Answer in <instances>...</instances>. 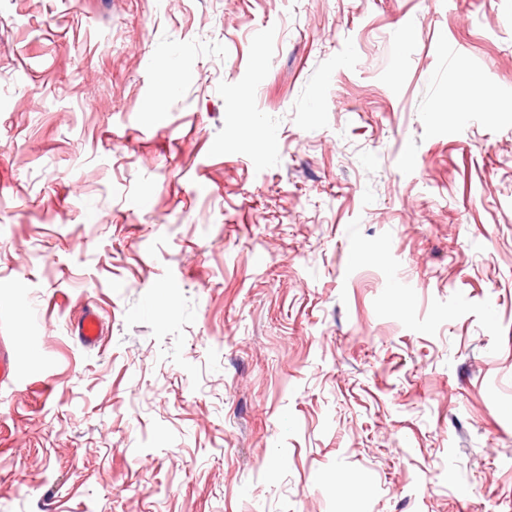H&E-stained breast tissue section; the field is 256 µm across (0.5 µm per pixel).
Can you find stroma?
I'll use <instances>...</instances> for the list:
<instances>
[{
  "label": "stroma",
  "instance_id": "1",
  "mask_svg": "<svg viewBox=\"0 0 512 512\" xmlns=\"http://www.w3.org/2000/svg\"><path fill=\"white\" fill-rule=\"evenodd\" d=\"M0 345V512H512V0H0ZM73 331L84 346H94L99 337V325L95 313L87 311L73 327Z\"/></svg>",
  "mask_w": 512,
  "mask_h": 512
}]
</instances>
